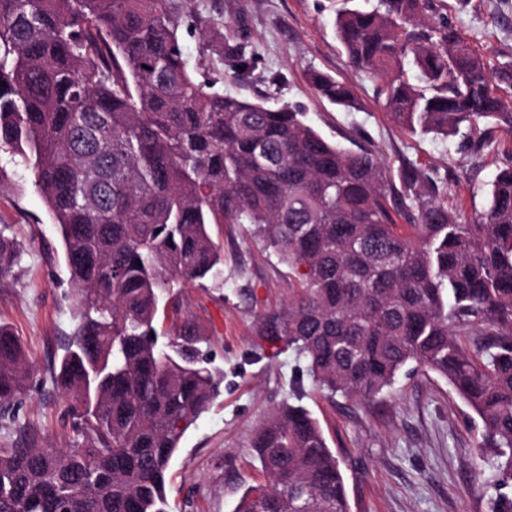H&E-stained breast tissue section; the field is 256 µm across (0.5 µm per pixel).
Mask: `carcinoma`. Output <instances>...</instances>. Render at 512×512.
I'll return each instance as SVG.
<instances>
[{
  "label": "carcinoma",
  "mask_w": 512,
  "mask_h": 512,
  "mask_svg": "<svg viewBox=\"0 0 512 512\" xmlns=\"http://www.w3.org/2000/svg\"><path fill=\"white\" fill-rule=\"evenodd\" d=\"M191 0H0V146L34 169L58 227L74 327L53 372L73 438L0 448V512H166V474L222 375L184 315L180 283L221 279L209 224H248L301 294L262 321L319 391L367 402L409 363L448 381L482 424L476 452L512 512V162L464 220L404 167L389 185L372 151L324 138L287 104L214 89L189 69ZM334 20L350 61L381 82L393 121L447 139L479 123L512 133V60L493 71L435 0H375ZM244 74L250 61L226 44ZM329 102L351 89L314 72ZM18 258L0 234V277ZM32 366L0 324V409ZM250 448L268 485L234 512H351L340 460L303 406L269 413Z\"/></svg>",
  "instance_id": "obj_1"
}]
</instances>
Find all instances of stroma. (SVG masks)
<instances>
[{"label": "stroma", "mask_w": 512, "mask_h": 512, "mask_svg": "<svg viewBox=\"0 0 512 512\" xmlns=\"http://www.w3.org/2000/svg\"><path fill=\"white\" fill-rule=\"evenodd\" d=\"M341 5L192 0L190 26L182 32L185 57L198 79L215 82L224 93L300 107L331 142L372 150L390 179L402 167L419 168L464 218L482 213L491 181L512 160V134L480 125L465 134L486 140L476 152L396 126L377 81L349 62L336 38ZM443 10L490 67L512 59V0H444ZM228 41L251 57L247 76L233 77ZM314 72L348 84L359 108L347 112L318 97L309 83ZM0 229L21 252L0 277V324L19 336L35 368L26 393L0 412V441L14 442L27 427L38 430L44 443L61 446L71 432L51 373L73 329L75 299L34 172L7 147L0 148ZM209 231L224 254V284H182V308L208 327L206 351L224 380L171 461L168 512H234L244 490L263 487L251 435L272 409L296 401L317 418L336 452L352 512H490V494L475 481L480 422L447 380L410 365L376 401L330 400L314 388L293 351L258 346L260 320L299 292L294 273L244 225L213 224Z\"/></svg>", "instance_id": "1"}]
</instances>
